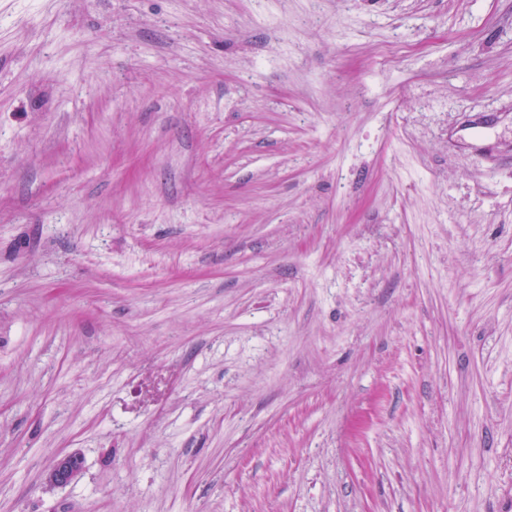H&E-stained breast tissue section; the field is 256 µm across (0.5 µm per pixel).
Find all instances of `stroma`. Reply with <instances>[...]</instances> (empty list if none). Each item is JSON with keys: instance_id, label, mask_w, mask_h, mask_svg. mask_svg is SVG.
Here are the masks:
<instances>
[{"instance_id": "1", "label": "stroma", "mask_w": 512, "mask_h": 512, "mask_svg": "<svg viewBox=\"0 0 512 512\" xmlns=\"http://www.w3.org/2000/svg\"><path fill=\"white\" fill-rule=\"evenodd\" d=\"M0 512H512V0H0ZM80 469L81 459L77 455H63L50 468L46 484L49 488L66 485L78 475Z\"/></svg>"}]
</instances>
